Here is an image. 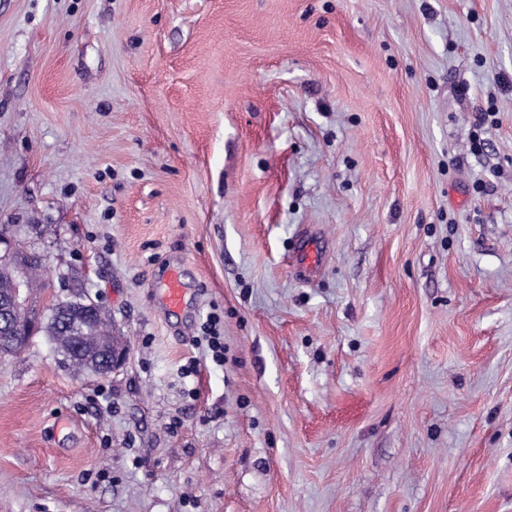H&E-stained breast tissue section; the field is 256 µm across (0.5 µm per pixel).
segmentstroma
Listing matches in <instances>:
<instances>
[{
  "mask_svg": "<svg viewBox=\"0 0 512 512\" xmlns=\"http://www.w3.org/2000/svg\"><path fill=\"white\" fill-rule=\"evenodd\" d=\"M0 232V512H512V0H0ZM18 248L7 246L4 253L0 255V297L6 299L0 301V344L4 343L19 346L23 343L24 333L22 330V314L31 306L30 290L27 287L24 268L15 263V255ZM8 273L9 278L4 275ZM21 331V333H18ZM24 332V333H23ZM165 303L170 309H179L184 301V281L180 268L167 269L164 276ZM54 311L55 308L44 327V331L54 343L57 352L63 355V357L69 362V366H71L76 372L92 374L98 373L94 364L89 361L81 363L79 361L66 358V352L70 347L69 336L71 335H78L73 336L72 342L74 352L80 355L85 348L83 336H86L85 343L89 349H95L100 346L99 351L102 352L100 358L101 362H103L102 374L111 372L124 362L127 355V348L121 339L115 340L113 338L112 341L101 345L104 339H107L112 335V325L101 307L95 311L89 323H83L80 321H76L74 323L71 322L68 326V330L60 328L57 325L56 318L53 314Z\"/></svg>",
  "mask_w": 512,
  "mask_h": 512,
  "instance_id": "1",
  "label": "stroma"
}]
</instances>
